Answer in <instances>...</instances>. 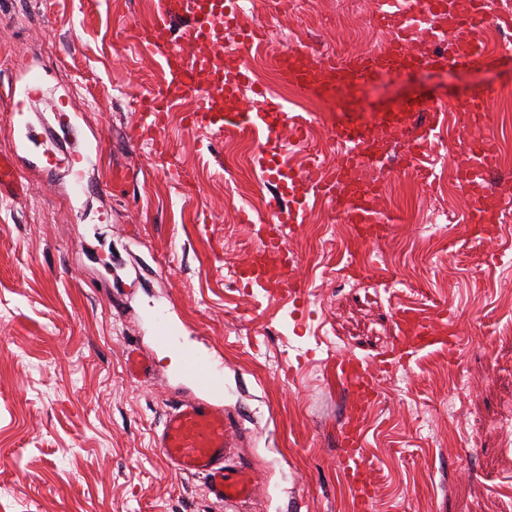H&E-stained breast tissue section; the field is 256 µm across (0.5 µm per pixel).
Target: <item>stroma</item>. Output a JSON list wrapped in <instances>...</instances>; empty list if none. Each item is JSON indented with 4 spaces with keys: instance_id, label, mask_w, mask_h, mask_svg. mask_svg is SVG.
<instances>
[{
    "instance_id": "35a3bbf8",
    "label": "stroma",
    "mask_w": 512,
    "mask_h": 512,
    "mask_svg": "<svg viewBox=\"0 0 512 512\" xmlns=\"http://www.w3.org/2000/svg\"><path fill=\"white\" fill-rule=\"evenodd\" d=\"M352 0L322 12H264L277 47L316 54L349 45L337 22ZM146 0H0V95L12 67L36 52L51 85L70 87L87 111L78 143L101 139L91 186L65 195L66 169L20 172L25 192L0 201V512H354L339 466L338 428L353 396L336 381L337 358L368 363L378 392L362 418L374 488L372 512H512V222L481 246L433 247L418 233L422 204L397 185L402 149L376 173L395 185L394 224L379 243L348 241L334 223L289 240L308 305L236 283L259 227L237 223L225 192L224 146L165 132L176 182L154 163L135 100L158 83V58L132 37ZM512 86V55L463 70L421 69L366 87L363 107L430 96L447 107L424 160L437 181L448 141L469 127L457 93ZM362 280L337 286L336 271ZM185 340L204 342L224 366L216 400L237 421L228 463L247 467L254 492L217 506L201 478L167 467L152 442L169 407L200 392L177 349L158 341L156 308ZM401 307L446 310L456 354L435 347L383 364L404 333ZM154 364L130 377L126 353ZM468 387L456 405L458 376Z\"/></svg>"
}]
</instances>
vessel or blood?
Listing matches in <instances>:
<instances>
[{"instance_id": "obj_1", "label": "vessel or blood", "mask_w": 512, "mask_h": 512, "mask_svg": "<svg viewBox=\"0 0 512 512\" xmlns=\"http://www.w3.org/2000/svg\"><path fill=\"white\" fill-rule=\"evenodd\" d=\"M455 4L456 0H378L379 19L399 22V35L389 50L366 59L340 55L333 60L289 51L277 59V70L297 96L332 99L337 93L350 96L366 84L401 78L420 69L471 66L481 61L482 54L477 44L457 39V30L493 23L511 31L512 14L489 13L483 0H473L465 13L456 11ZM223 25V0H158L154 22L150 26L136 28L138 43L157 54L166 71L165 82L147 90L141 97L142 123L158 133L154 143L156 154L169 152V144L161 135L165 127L164 114L172 111L189 93L195 95L196 107L194 111L185 113L184 125L205 131L211 141H223L225 132L232 129L260 128L269 132L284 125L288 126L291 138H303L304 122L297 120L278 99L264 98L262 110L256 112L243 105H233L232 100L239 93L238 86H225L219 78H197L198 63L187 58L183 45L188 41H204L213 29ZM416 29L424 30L435 40L443 42L444 50L423 59L407 56L405 38ZM48 76L47 67L40 58L24 55L12 74L11 112L30 111L32 105L39 101L48 103L50 109H57L61 95L50 87ZM492 99L493 93L488 90L458 96L454 105L472 112L477 124L488 131L493 126ZM420 111L428 112L432 123L436 124L442 116V105L434 100L418 99L391 107L373 108L372 117L366 123L361 122L356 114L349 113L343 120L331 124L330 137L344 149L346 158L344 169L336 175L337 181H344L350 169L374 168L380 163L381 151L370 139L371 130H381L391 138L408 136L415 115ZM41 137V132L32 122H25L12 153L0 156V198L10 197L19 190L20 167L59 164L55 151L47 148L33 151V144ZM490 145V140L486 139L460 154L463 169L461 194L470 215L484 226L494 221L493 215L483 210L493 172ZM268 179L278 189L279 201L273 209L277 211L279 220L274 224H263L260 241L248 264L239 271L238 278L249 286L272 282L275 291L288 296L298 307L304 305L306 292L294 277V262L288 256L287 240L289 228L303 221L302 206L294 197L293 185L281 181L275 173L269 174ZM318 190L327 196L332 207L347 223L353 224L361 237L368 239L385 232L393 221L391 215L374 208L370 195L365 192L351 190L339 194L323 184ZM397 315L407 334L400 337L396 350L391 353L392 358L403 361L437 345L451 350L456 348V337L439 335L434 318L421 316L408 307L398 309ZM155 320L161 344L178 346L184 373L204 392L203 397L182 401L170 408L160 428L153 434L155 447L159 448L172 469L203 478L212 501L217 505L248 498L252 492L249 470L226 462L233 437L231 418L223 406L211 399L212 394L224 386L221 365L209 358L201 347L181 341L180 331L170 321L167 312H156ZM335 373L338 381L355 396L352 414L340 432V467L357 512H369L373 486L368 479L370 467L364 455L358 420L376 400L377 392L367 378L366 368L353 358H339Z\"/></svg>"}]
</instances>
